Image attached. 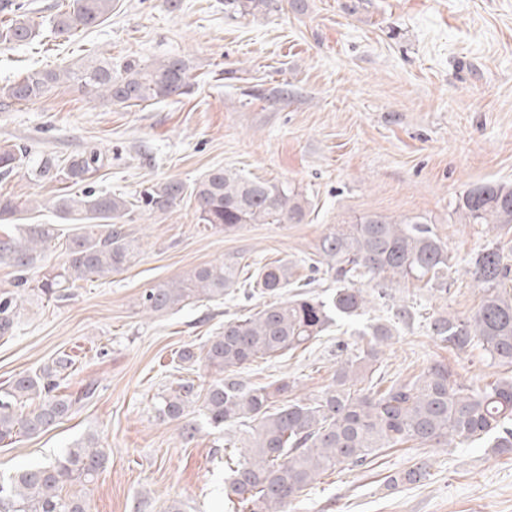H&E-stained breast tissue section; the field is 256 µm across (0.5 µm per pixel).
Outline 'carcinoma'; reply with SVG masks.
I'll return each instance as SVG.
<instances>
[{"mask_svg": "<svg viewBox=\"0 0 512 512\" xmlns=\"http://www.w3.org/2000/svg\"><path fill=\"white\" fill-rule=\"evenodd\" d=\"M12 17L0 24V45L26 46L39 36L40 24L28 15L24 0H13ZM282 0H224L232 18L279 13ZM112 0H72L52 20L57 36L104 22ZM192 66L183 56L142 63L136 59L112 64V58L92 59L76 68L31 70L0 87V98L32 102L62 83H76L114 105L140 106L189 94ZM27 149L0 146V174L20 167ZM95 149L71 159L46 156L30 175L36 181L82 183L103 166ZM194 199L199 223L231 231L244 224L301 223L310 202L286 182L252 178L240 171L217 167L193 187L169 179L145 188L129 200L121 195L86 190L59 194L48 202L64 224L87 229L62 235L56 224H26L28 202L0 198V224L16 233L0 235V266L15 271L14 290L0 292V337L12 333L20 291L30 287L28 274L47 252L61 247L63 264L42 275L37 288L61 298L78 280L107 278L132 264L138 245L125 224L136 210L165 213L185 197ZM456 212L466 224H512V184H486L465 192ZM313 268L336 281V291L324 299L307 292L284 295L291 285V267L272 262L256 269L252 293L272 301L245 317L224 321V328L196 348L183 347L177 356L183 368L196 363L219 375L206 390L194 380H180L162 397L156 412L165 421L180 420L188 408L198 410L215 428L238 424L247 428L250 442L241 459L229 467L224 496L232 512H285L288 501L342 468L363 467L384 448L412 442L423 447L452 446L491 436L499 452L512 451V379L491 384H464L448 366L435 363L410 380L391 379L379 388L372 380L379 347L387 344L397 326L410 324L413 313L400 306L395 322L365 327L367 348L341 360L321 395L307 403L288 398L295 382L281 378L250 386L222 374L255 360L280 357L307 349L341 319L366 315L376 296L363 288L366 280L385 276L396 282L424 281L448 292V251L432 229L418 219L396 222L365 216L355 224L326 233ZM482 290V300L469 317L440 314L429 324L431 335L452 351L475 344L490 360L512 366V262L497 246L486 247L468 261ZM241 260L231 258L192 270L185 278L159 284L142 295L143 308L162 313L192 300L224 298L240 284ZM72 360L60 356L37 371L18 375L0 389V441L35 435L71 416L76 405L94 396L87 388L63 394L58 376ZM31 402L25 413L18 407ZM108 454L91 436L75 443L53 461L19 470L0 483V512H90L84 494H62L64 484L85 487L105 468ZM430 476L418 462L388 480L396 488L421 483Z\"/></svg>", "mask_w": 512, "mask_h": 512, "instance_id": "cac0c4a2", "label": "carcinoma"}]
</instances>
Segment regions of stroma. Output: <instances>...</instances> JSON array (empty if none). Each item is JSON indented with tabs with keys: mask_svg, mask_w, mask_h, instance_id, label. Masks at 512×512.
Segmentation results:
<instances>
[{
	"mask_svg": "<svg viewBox=\"0 0 512 512\" xmlns=\"http://www.w3.org/2000/svg\"><path fill=\"white\" fill-rule=\"evenodd\" d=\"M106 56L186 57L194 86L176 100L123 108L62 84L0 109V145H24L28 166L48 154L65 159L97 149L108 163L89 189L127 197L167 179L194 183L217 165L237 168L296 185L312 212L300 224L225 232L199 223L186 199L163 214L134 215L127 230L141 253L121 274L77 282L62 300L26 292L13 335L0 338V387L66 354L73 366L64 393L90 386L95 395L46 432L0 442L1 481L92 435L109 460L85 489L91 512H167L175 502L182 512H224V442L244 447V428L212 427L194 408L185 422H164L155 403L185 378L208 386L213 372L201 364L178 369L177 351L201 345L266 299L238 288L218 301L150 314L141 297L230 257L288 263L296 284L327 296L335 283L312 272L310 260L324 234L364 216L420 217L451 258L442 293L422 282H367L369 293L389 297L369 318L392 319L400 305L417 311L380 347L378 373L409 378L441 361L463 382L512 375L481 347L442 348L426 322L477 309L482 292L471 254L494 243L512 256V226L467 224L455 211L470 189L512 184V0H306L300 13L238 19L227 17L224 0H181L175 12L166 0H114L107 21L70 38L45 28L30 45H0V87L33 69ZM62 189L20 170L0 176V195L18 201ZM357 328L341 322L306 351L234 375L255 385L285 377L296 383L294 398H316L341 360L337 343L366 348ZM186 422L197 429L194 439L182 434ZM421 460L431 465L428 480L388 488L389 475ZM287 512H512V453L484 438L392 449L329 474Z\"/></svg>",
	"mask_w": 512,
	"mask_h": 512,
	"instance_id": "obj_1",
	"label": "stroma"
}]
</instances>
